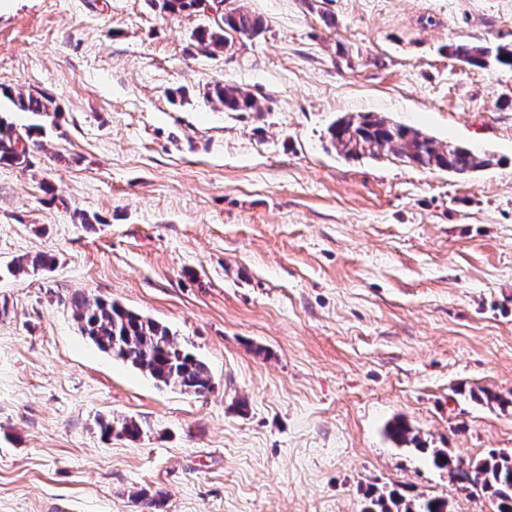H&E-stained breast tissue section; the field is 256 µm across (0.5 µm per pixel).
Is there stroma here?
Instances as JSON below:
<instances>
[{
	"instance_id": "obj_1",
	"label": "stroma",
	"mask_w": 512,
	"mask_h": 512,
	"mask_svg": "<svg viewBox=\"0 0 512 512\" xmlns=\"http://www.w3.org/2000/svg\"><path fill=\"white\" fill-rule=\"evenodd\" d=\"M240 6L264 32L211 57L192 38L211 8L0 0V87L59 107L0 100L43 125L30 168L0 164V512H365L393 490L495 512L432 452L512 454V404L474 397L512 401V69L445 47L512 43V0ZM217 84L258 111L206 100ZM367 113L494 163L337 155L330 124ZM42 253L52 269L9 273ZM75 291L187 339L212 390L100 352L60 302ZM397 418L421 447L387 438ZM1 94L8 97L13 105L22 112H30L35 116L55 114L57 108L54 107L53 100L43 93L19 94L15 97L9 89L1 90ZM103 435L108 437H119L126 438L128 440H137L142 435V429L140 425L132 418H105L101 417L97 420Z\"/></svg>"
}]
</instances>
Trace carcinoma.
Segmentation results:
<instances>
[{
    "label": "carcinoma",
    "mask_w": 512,
    "mask_h": 512,
    "mask_svg": "<svg viewBox=\"0 0 512 512\" xmlns=\"http://www.w3.org/2000/svg\"><path fill=\"white\" fill-rule=\"evenodd\" d=\"M207 0H155L164 12L182 14L200 9ZM264 31V21L243 7L229 10L214 27H199L193 37L200 50L209 54L229 53L236 46L234 37L252 38ZM448 53L459 61L480 69L512 68V44H501L494 49L471 43L446 46ZM22 112L35 116L57 112L53 100L43 93L15 96L8 89L0 91ZM208 95L218 99L228 112H258L253 96L236 86L216 85ZM41 126L34 125L20 132L0 119V164L26 169L40 142L34 135ZM330 145L347 159H379L393 154L424 169L445 170L455 174H469L489 167L491 154L469 146L450 143L437 144L428 134L402 124L393 123L371 114L354 120L338 119L329 129ZM55 259L47 254L20 258L8 266L13 275L34 273L53 268ZM73 311L82 336L96 348L122 363L144 372L159 387L176 386L180 391L202 395L212 387L207 364L190 352L186 344L168 326L144 317L116 301H90L79 293L62 298ZM102 434L110 437L137 440L142 435L140 425L132 418H105L97 420ZM387 435L397 444L415 441L407 423L396 420L387 428ZM433 463L453 475L461 471V460L448 451L434 453ZM473 488L491 491L496 512H512V456L491 453L467 475ZM365 512H448V502L428 499L422 503L407 502L396 492L371 501Z\"/></svg>",
    "instance_id": "obj_1"
}]
</instances>
